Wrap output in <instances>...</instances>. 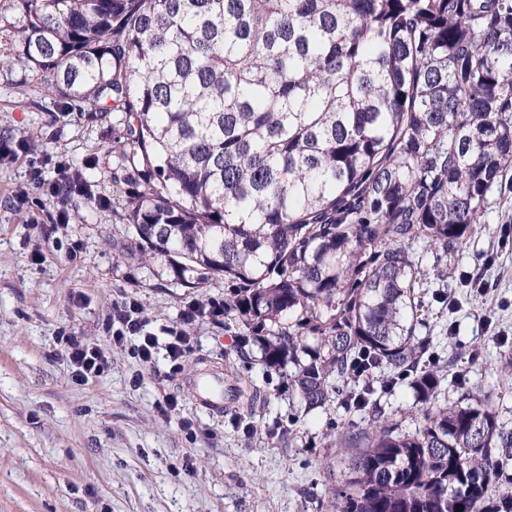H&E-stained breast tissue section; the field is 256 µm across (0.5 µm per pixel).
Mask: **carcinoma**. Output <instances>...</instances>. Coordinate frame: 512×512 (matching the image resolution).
<instances>
[{
    "label": "carcinoma",
    "instance_id": "cac0c4a2",
    "mask_svg": "<svg viewBox=\"0 0 512 512\" xmlns=\"http://www.w3.org/2000/svg\"><path fill=\"white\" fill-rule=\"evenodd\" d=\"M22 2L0 68L122 115L139 256L224 277L237 353L298 408L364 413L332 512H512V430L478 387L440 402L419 333L512 180V0ZM407 377L413 432L381 404Z\"/></svg>",
    "mask_w": 512,
    "mask_h": 512
}]
</instances>
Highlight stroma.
Wrapping results in <instances>:
<instances>
[{
	"label": "stroma",
	"instance_id": "35a3bbf8",
	"mask_svg": "<svg viewBox=\"0 0 512 512\" xmlns=\"http://www.w3.org/2000/svg\"><path fill=\"white\" fill-rule=\"evenodd\" d=\"M124 134L119 116L79 111L27 67L0 72V143L22 136L30 146L0 161V512H329L344 467L328 436L339 425L361 428V414L337 402L308 414L290 407L281 375L242 361L220 320L187 326L193 349L175 373L165 351L145 366L131 347L112 344L106 326L126 300L163 344L185 306L224 297L223 279L186 288L162 264L120 252L136 238L113 191L122 172L112 148ZM61 162L89 186L63 204L44 189ZM505 224L512 202L481 217L448 279L429 282L423 297L425 333L451 363L442 399L456 401L460 382L482 385L512 429V374L503 371L512 357V251L495 249ZM36 251L42 263L33 262ZM478 280L491 282L486 296L474 290ZM62 329L104 350L101 377L72 381ZM213 362L261 390L256 433L234 409L210 415L195 406L185 378ZM167 395L178 407L165 417L157 404Z\"/></svg>",
	"mask_w": 512,
	"mask_h": 512
}]
</instances>
